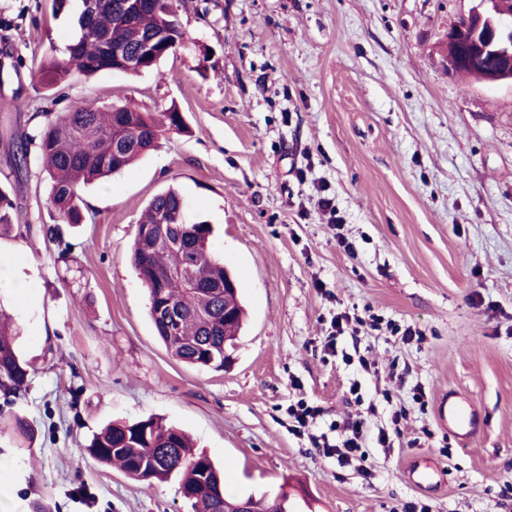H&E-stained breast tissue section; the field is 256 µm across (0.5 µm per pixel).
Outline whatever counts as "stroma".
Segmentation results:
<instances>
[{
	"label": "stroma",
	"instance_id": "obj_1",
	"mask_svg": "<svg viewBox=\"0 0 512 512\" xmlns=\"http://www.w3.org/2000/svg\"><path fill=\"white\" fill-rule=\"evenodd\" d=\"M475 4L182 0L189 39L157 68L78 75L48 96L34 77L44 53L64 54L71 18L0 0V188L20 212L0 235V305L30 366L25 390L0 392V512H192L178 479L139 483L80 452L103 424L149 417L189 434L232 496L284 493L294 512H512V83L451 74L441 54ZM119 99L177 106L188 130L87 187L82 223L61 224L38 159L9 167V135ZM171 186L190 220L212 224L247 310L220 371L168 354L129 262L144 209ZM56 223L68 251L41 233ZM351 309L378 328L325 355L331 318ZM451 389L487 416L465 445L437 420ZM301 398L321 409L314 434L364 421L371 477L292 431ZM415 454L433 474L420 487Z\"/></svg>",
	"mask_w": 512,
	"mask_h": 512
}]
</instances>
